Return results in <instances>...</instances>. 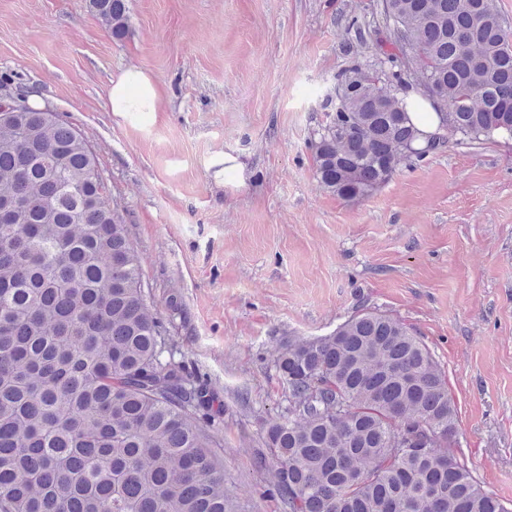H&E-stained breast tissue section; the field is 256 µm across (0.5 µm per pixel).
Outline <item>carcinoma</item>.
Returning <instances> with one entry per match:
<instances>
[{
  "mask_svg": "<svg viewBox=\"0 0 512 512\" xmlns=\"http://www.w3.org/2000/svg\"><path fill=\"white\" fill-rule=\"evenodd\" d=\"M115 39L128 0H88ZM383 37L354 58L311 140L315 175L345 201L449 143L512 139V27L496 0H380ZM386 62L377 84L361 50ZM443 119L425 149L396 71ZM94 151L57 112H0V512H227L220 408L174 357L141 258ZM274 365L284 414L268 423L282 512H512L456 451L457 406L429 347L363 307L327 336L290 339ZM426 423L424 448L405 427Z\"/></svg>",
  "mask_w": 512,
  "mask_h": 512,
  "instance_id": "cac0c4a2",
  "label": "carcinoma"
}]
</instances>
